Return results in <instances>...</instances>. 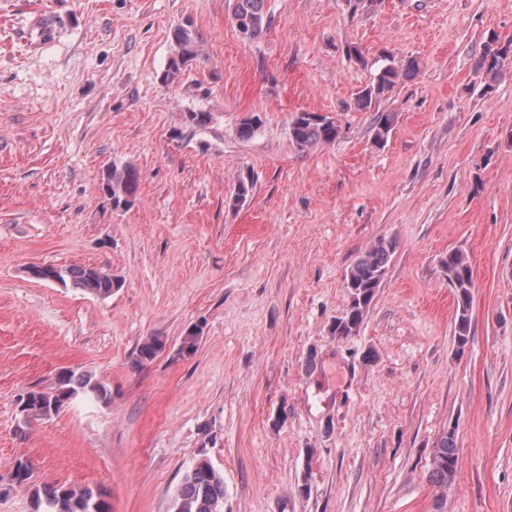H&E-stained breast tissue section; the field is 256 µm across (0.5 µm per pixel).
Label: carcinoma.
<instances>
[{"label": "carcinoma", "mask_w": 512, "mask_h": 512, "mask_svg": "<svg viewBox=\"0 0 512 512\" xmlns=\"http://www.w3.org/2000/svg\"><path fill=\"white\" fill-rule=\"evenodd\" d=\"M265 0H232V16L250 24V39L258 38L271 25V16L266 13ZM173 40L179 50L178 58L172 59L166 70L164 82L173 81L189 62L197 57L194 37L185 27L173 32ZM496 38L490 39L477 61V69L493 75L498 66L507 59L512 50L498 47ZM417 70L414 63L396 65L394 58H386V63L374 76L371 83L356 94V104L360 109L378 105L400 82L412 77ZM395 113L380 112L374 122V142L384 144L395 124ZM339 127L329 118H312L308 115L295 117L290 123L291 138L299 150L312 146L330 144L338 136ZM104 191L110 196L116 208H127L137 200L141 172L131 163L112 164L104 177ZM394 242L381 239L365 251L345 276L350 303L345 315L336 320L335 332L338 336H352L359 333L370 306L381 287L386 274V266L394 252ZM441 267L448 278V284L456 297L454 334L460 345H465L470 333V303L473 288V271L468 257L461 251L448 252L441 261ZM33 278L46 281L50 278L62 284L70 283L98 297L107 298L114 289L121 287V280L90 266L33 265L29 269ZM202 328L191 327L182 337L180 351L191 354L196 351ZM166 343L158 336L146 338L138 347L133 364L143 368L150 364L165 349ZM110 389L100 381L64 370L58 376V387L52 391L29 390L20 395L25 401L20 410L26 420L46 418L58 413L66 403L80 397L107 403L111 400ZM455 431L443 430L436 442L430 469L429 480L437 489L445 492L452 484L458 464V449L454 439ZM32 462L19 457L15 460L11 481L25 487L31 497L34 512H112L107 494L90 487L42 483L32 481ZM174 508L177 512H224V478L214 468L206 449L197 452L192 467L185 473L182 483L174 494Z\"/></svg>", "instance_id": "carcinoma-1"}]
</instances>
